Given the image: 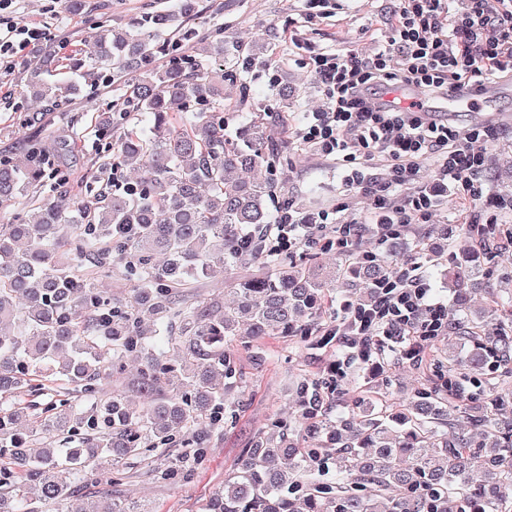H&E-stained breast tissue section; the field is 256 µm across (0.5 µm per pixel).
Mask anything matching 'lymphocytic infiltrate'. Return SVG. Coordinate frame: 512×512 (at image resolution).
<instances>
[{
  "label": "lymphocytic infiltrate",
  "instance_id": "1",
  "mask_svg": "<svg viewBox=\"0 0 512 512\" xmlns=\"http://www.w3.org/2000/svg\"><path fill=\"white\" fill-rule=\"evenodd\" d=\"M20 0H0V61H11L47 39L45 30L16 22ZM455 11L449 0H401L390 36L369 58L356 53L320 51L311 54L323 105L305 113L298 136L326 159L342 162L347 186L372 200L371 224H339L328 213L302 229L294 213L282 214L275 226L272 254L291 252L302 242L315 243L335 235L341 247L371 236L372 248L362 255L376 260L389 240L411 225L427 223L435 202L415 190L404 204H396V190L413 186L422 160L434 158L435 177L447 185L452 199L484 209L485 226L497 224L502 199H489L482 179L480 143L496 138L493 125L459 127L423 105L392 106L384 90L402 83L421 88L430 98H444L465 85L480 93L484 79L512 72V0H467ZM385 156L390 167L384 180L372 178L367 164ZM448 327V307L440 301L423 270L412 261L392 269L377 286L368 304L342 300L326 334L336 341V369L351 359L372 362L389 351L417 362L428 337Z\"/></svg>",
  "mask_w": 512,
  "mask_h": 512
}]
</instances>
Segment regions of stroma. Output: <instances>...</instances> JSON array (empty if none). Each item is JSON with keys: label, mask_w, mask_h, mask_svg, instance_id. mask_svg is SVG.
Here are the masks:
<instances>
[{"label": "stroma", "mask_w": 512, "mask_h": 512, "mask_svg": "<svg viewBox=\"0 0 512 512\" xmlns=\"http://www.w3.org/2000/svg\"><path fill=\"white\" fill-rule=\"evenodd\" d=\"M171 8L175 0H85L83 10L73 12L64 0H24L18 11L21 21L45 28L49 40L45 49L24 54L11 67L0 66V154L15 161H26L32 147L51 149L59 139H67L64 153L73 184H91L101 160L96 152V136L89 115L99 102L111 101L118 92L104 88L99 100L78 94L61 110L51 111L48 104L30 98L27 77L37 67L45 51L67 52L72 46L91 40L102 26L123 28L139 15L143 5ZM400 6L399 0H327L325 11L309 7L307 0H199V12L189 25L204 33L223 26L224 36L233 41L266 38L278 54L277 67L248 75L247 83L255 111L274 105L279 87H288L297 95V109L309 112L321 104L316 81L306 64L310 51H357L368 57L387 40L391 23ZM27 97L24 116H16L14 104ZM275 148H287L288 165L279 174L280 201L295 203L301 217L316 220L319 213H335L340 223H368L373 219L370 200L348 187L343 167L322 158L303 145L295 130L275 135ZM422 185L438 193L440 205L428 223L412 225L402 244L427 238L432 246L423 264L433 277L440 298L454 299L451 288L440 279V260L475 247L474 238L461 232L469 220L467 207L449 200L447 191L437 184L432 161L422 164ZM454 225L449 237H441L438 227ZM487 286L471 291L472 307L483 308L492 302L512 301V282L501 279L500 270L512 267V242L499 237L488 251ZM232 353L242 378L228 397L237 410L233 423L213 435L207 461L184 482L170 485L157 480V468L179 460L182 445L158 448L144 458L124 465L122 475H115L110 458H101L93 473L66 502L43 505L42 512H79L92 496L127 499L149 508L150 512H203V506L230 470L251 446L255 436L271 433L274 419H294L299 414L298 401L291 394L292 383L302 377L321 376L335 358L334 346H320L316 337L267 336L250 345H236ZM389 379L384 389L390 397L401 400L414 389L434 384L436 376L429 361L409 364L389 354L384 358Z\"/></svg>", "instance_id": "obj_1"}]
</instances>
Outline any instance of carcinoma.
<instances>
[{"label":"carcinoma","mask_w":512,"mask_h":512,"mask_svg":"<svg viewBox=\"0 0 512 512\" xmlns=\"http://www.w3.org/2000/svg\"><path fill=\"white\" fill-rule=\"evenodd\" d=\"M198 0H177L105 27L68 66L80 81L54 77L56 55L29 74L33 93L52 106L72 96L123 94L97 109L94 130L105 163L98 181L111 189L86 200L70 194L57 154L31 148L20 165L0 155V208L31 195L30 215L0 224V512H39L62 503L103 456L125 464L186 441L188 455L161 471L164 481L203 464L212 434L224 428L226 392L239 374L224 345L264 336L301 335L333 309L336 275H350L362 304L388 274L381 260L338 251L335 271L271 256L266 237L277 173L288 154L270 147L273 124L288 123V95L271 118L257 114L225 134V113L250 107L242 75L275 64L265 43L201 36L186 26ZM168 57L157 67V55ZM241 97L224 102V82ZM133 167L125 184L115 175ZM50 184L59 195L37 194ZM111 266L130 282L105 297L87 265ZM272 264L271 274L234 277L235 302L183 293L222 264L236 270ZM484 257L468 252L444 270L456 304L448 330L465 358L432 347L439 383L405 401L365 383L343 418L331 416L338 381L304 378L301 414L276 437L257 435L205 504L206 512H512V384L485 376L493 360L512 364V312L470 311L467 290L483 280ZM172 345V352L165 351ZM141 359L142 407H129L112 375ZM54 386L39 415L27 392ZM475 405L479 435H448L460 403ZM484 468V480L472 477ZM85 512H143L99 499Z\"/></svg>","instance_id":"obj_1"}]
</instances>
